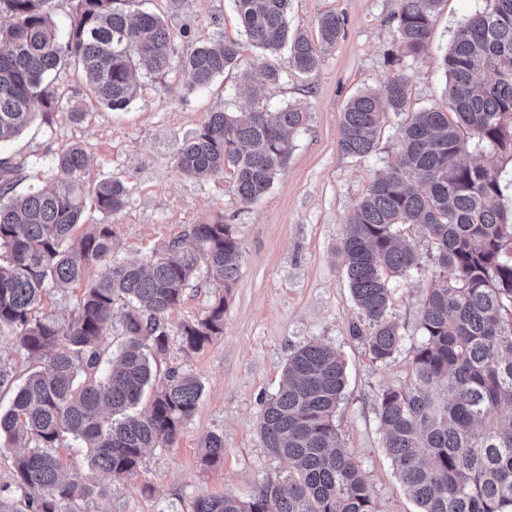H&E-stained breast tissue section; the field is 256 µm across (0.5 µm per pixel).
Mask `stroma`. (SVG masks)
Instances as JSON below:
<instances>
[{"instance_id": "obj_1", "label": "stroma", "mask_w": 512, "mask_h": 512, "mask_svg": "<svg viewBox=\"0 0 512 512\" xmlns=\"http://www.w3.org/2000/svg\"><path fill=\"white\" fill-rule=\"evenodd\" d=\"M140 9L160 16L175 37L176 62L162 74L139 70L136 99L111 110L92 97L75 66L56 79L60 99L51 123L35 121L8 144L0 159L17 166L15 193L50 185L57 153L79 145L88 153L82 174L87 189L83 221L112 224V259L146 260L171 244L188 248L191 229L222 218L230 224L242 251L238 278L230 290L198 268L181 302L166 316L169 350L159 356V374L177 369L195 375L203 391L193 417L171 446L149 449L134 475L123 479L89 467L84 448L61 449L65 471L80 475L94 489L83 501L61 503V512H194L198 499L233 495L249 499L268 482L288 475L287 463L264 447L257 421L263 402L283 379L289 355L318 342L346 362L347 384L334 415L340 443L363 472L378 512H416L401 488L382 446L377 415L380 394L411 382L413 350L423 340L420 308L432 285V266L424 264L406 278L390 281V314L401 334L390 362H373L364 342L352 334L360 314L338 255L343 224L373 179L391 165L398 149L400 116L387 113L375 151L356 158L338 148L341 115L358 93H383L395 68L394 16L400 0H290L288 20L316 37L319 19L328 13L342 21L336 43L319 57L311 74H295L286 55H262L247 40L231 0H188L172 9L168 0H139ZM486 0H443L425 56L405 57L410 76L406 109H447L446 76L439 62L459 23L482 10ZM241 46L236 66L201 91H188L179 59L191 47L216 41ZM282 72L279 83L264 82L263 65ZM261 104L275 110L299 105L309 114L294 136L287 167L257 202L242 203L233 190L234 174L194 178L175 164L178 145L217 111L250 106L244 85ZM83 119L69 117L72 106ZM129 189L124 208L101 213L92 191L102 179ZM224 299V333L197 352L182 348L183 324L204 318ZM211 433L224 438V457L213 465L201 460L200 445Z\"/></svg>"}]
</instances>
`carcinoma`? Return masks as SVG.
<instances>
[{
	"instance_id": "1",
	"label": "carcinoma",
	"mask_w": 512,
	"mask_h": 512,
	"mask_svg": "<svg viewBox=\"0 0 512 512\" xmlns=\"http://www.w3.org/2000/svg\"><path fill=\"white\" fill-rule=\"evenodd\" d=\"M49 0H0L12 22L0 26V144L34 119L35 106L51 120L59 67L81 69L97 101L123 110L137 96L135 71L160 74L172 63L164 20L136 10L137 0H78L70 28L61 32ZM248 41L265 54L288 51L299 73L318 66L309 37L288 22L289 0H232ZM442 0H400L398 46L426 54ZM342 20L318 22L320 45H332ZM240 46L194 47L183 59L188 87L203 90L237 65ZM386 84V104L359 93L347 104L338 147L362 157L377 147L385 111L406 114L396 160L370 184L349 213L339 247L363 339L375 362L398 351L401 335L389 315V280L422 265L399 242L398 227L418 225L434 245L427 256L433 283L421 311L424 340L411 359L413 382L384 390L378 401L383 445L418 512H512V220L505 217L498 168L471 160L484 146L512 159V0H488L460 23L441 60L454 117L437 109L405 113L410 77L402 56ZM487 74L483 80L480 75ZM308 120L299 105L276 111L214 112L177 148L176 167L188 176H221L230 168L244 203L261 198L288 164L293 138ZM86 151L57 155L48 189L9 196L16 167L0 161V328L17 348L39 360L20 384L0 360V388L14 389L0 412V444L26 452L15 458L16 488L24 508L0 496V512H58L62 501L94 493L79 475H62L59 448L85 444L90 465L115 479L136 471L148 448L174 443L193 416L203 386L189 373L167 372L144 412L128 414L155 381L152 360L166 353V314L181 301L199 265L230 288L241 251L230 225L217 219L193 225L195 246L168 248L147 263L111 261L115 225L94 224L80 236ZM100 212L121 210L128 188L105 179L93 190ZM90 280L66 324L39 315L46 288H68L88 270ZM125 336L107 374L99 372L112 321ZM224 331V299L180 330L183 349L201 350ZM346 386L342 358L319 343L289 356L284 384L264 402L258 428L265 448L288 462V478L267 483L248 500L226 495L196 501L194 512H377L368 484L342 448L334 413ZM203 459L224 456V438L208 435Z\"/></svg>"
}]
</instances>
